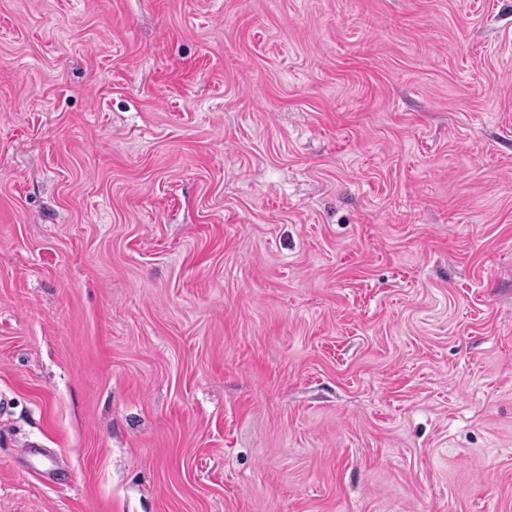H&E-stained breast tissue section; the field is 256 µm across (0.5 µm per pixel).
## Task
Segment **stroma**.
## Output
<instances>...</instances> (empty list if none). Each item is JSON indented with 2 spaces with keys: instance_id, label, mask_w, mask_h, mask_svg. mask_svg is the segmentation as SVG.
<instances>
[{
  "instance_id": "35a3bbf8",
  "label": "stroma",
  "mask_w": 512,
  "mask_h": 512,
  "mask_svg": "<svg viewBox=\"0 0 512 512\" xmlns=\"http://www.w3.org/2000/svg\"><path fill=\"white\" fill-rule=\"evenodd\" d=\"M0 512H512V0H0Z\"/></svg>"
}]
</instances>
